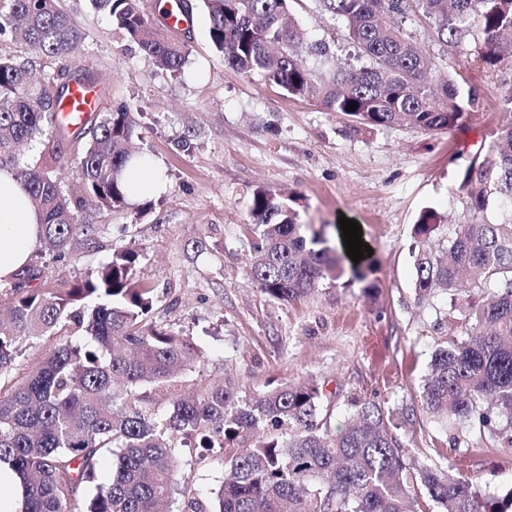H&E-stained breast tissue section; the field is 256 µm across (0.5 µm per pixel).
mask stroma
I'll return each mask as SVG.
<instances>
[{"instance_id":"35a3bbf8","label":"stroma","mask_w":512,"mask_h":512,"mask_svg":"<svg viewBox=\"0 0 512 512\" xmlns=\"http://www.w3.org/2000/svg\"><path fill=\"white\" fill-rule=\"evenodd\" d=\"M60 5L84 37L77 68L105 90L101 111L129 109L135 147L167 180L160 196L92 214L94 233L78 236L66 257L36 242L37 287H67L95 274L113 252L136 247L135 277L153 290V320L199 354L191 382L229 380L246 399L283 383H318L321 417L331 430L353 396L394 411L416 407L413 422L398 432L409 456L455 465L486 496L511 490L512 448L498 447L474 421L446 423L420 408L432 355L459 329L447 294L417 299L409 254L423 208H436L451 224L469 222L457 167L512 123L503 100L512 68L481 63V30L451 49L438 42L430 21L403 19L436 76L461 74L479 93L461 127L429 134L409 126L356 128L265 75L230 68L201 11L191 16L188 62L174 75L158 69L90 0ZM291 11L310 40L332 49L311 60L318 76L366 66L344 22L322 14L317 0H293ZM188 133L192 148L178 149ZM262 187L290 195L301 223L324 229L331 242L339 240V217L359 222L376 260L374 297L347 274L297 301L264 294L249 274L251 236L244 231L252 195Z\"/></svg>"}]
</instances>
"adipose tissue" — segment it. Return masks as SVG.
Listing matches in <instances>:
<instances>
[{"instance_id": "ef3b65f1", "label": "adipose tissue", "mask_w": 512, "mask_h": 512, "mask_svg": "<svg viewBox=\"0 0 512 512\" xmlns=\"http://www.w3.org/2000/svg\"><path fill=\"white\" fill-rule=\"evenodd\" d=\"M42 232L40 216L9 170H0V281L24 267Z\"/></svg>"}]
</instances>
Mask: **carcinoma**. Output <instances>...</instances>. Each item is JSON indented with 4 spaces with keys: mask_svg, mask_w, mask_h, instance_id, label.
<instances>
[{
    "mask_svg": "<svg viewBox=\"0 0 512 512\" xmlns=\"http://www.w3.org/2000/svg\"><path fill=\"white\" fill-rule=\"evenodd\" d=\"M322 13L345 20L348 36L370 66L317 78L306 56L331 53L310 42L290 0H200L209 37L231 67L260 73L295 97L311 98L362 125L450 130L470 116L479 94L449 77L430 78L432 63L404 29L384 15L429 18L437 39L457 47L475 27L485 41L481 61H512V0H317ZM160 69L182 71L187 43L145 11L143 0H91ZM35 48L36 56L0 57V169H10L42 215L43 242L64 257L75 237L93 234L92 209L128 205L122 173L134 160L129 112L93 111L69 124L61 103L74 83L98 84L68 64L83 52L80 33L58 0H9L0 35ZM356 107L349 111L350 104ZM78 163L83 190L66 192L55 170ZM460 202L475 220L452 225L439 249L443 216L421 211L414 225L413 288L419 299L448 293L461 313V337L439 348L421 401L440 420L470 418L512 448V124L487 150L458 169ZM497 210L501 218L484 215ZM254 236L249 272L268 296L300 299L344 273L343 257L321 231L298 222L285 196L258 189L250 205ZM140 253L128 249L95 275L67 288H32L35 265L14 274L0 310V466L21 488L20 512H425L420 497L442 512H512V489L497 505L453 466L433 468L406 457L397 435L405 408L393 413L371 400L347 402L345 424L330 435L320 418L316 384H284L247 400L235 383L183 390L178 376L198 352L152 321L151 288L135 278ZM352 276L377 287L371 260ZM475 288L479 297L471 295ZM44 349L27 375H13L22 341ZM222 450L227 475L206 500L185 476L178 442ZM112 457V476L97 464Z\"/></svg>",
    "mask_w": 512,
    "mask_h": 512,
    "instance_id": "obj_1",
    "label": "carcinoma"
}]
</instances>
